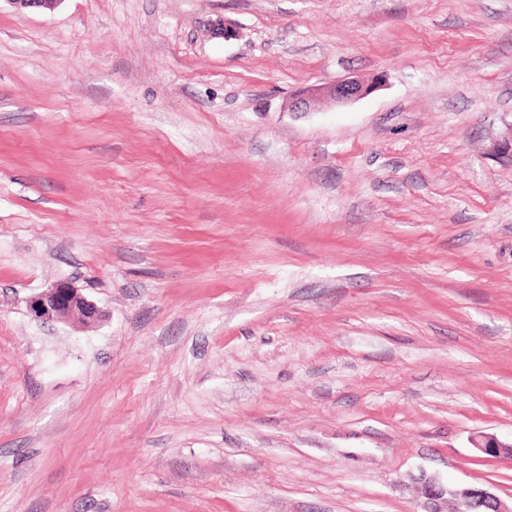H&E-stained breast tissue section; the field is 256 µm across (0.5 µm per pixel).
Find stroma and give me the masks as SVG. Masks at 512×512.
Returning a JSON list of instances; mask_svg holds the SVG:
<instances>
[{
  "label": "stroma",
  "instance_id": "35a3bbf8",
  "mask_svg": "<svg viewBox=\"0 0 512 512\" xmlns=\"http://www.w3.org/2000/svg\"><path fill=\"white\" fill-rule=\"evenodd\" d=\"M511 131L512 0H0V512L512 497ZM384 82V75L370 81L349 77L329 86L312 85L302 89L289 103V111L306 112L321 100H330L334 104H347L372 93ZM29 310L37 319L67 322L74 314L85 323L98 322L101 311L70 282H59L29 301ZM473 445L488 457L507 459L512 463V442L507 444L492 435H477L473 438ZM413 480L419 484L423 497L431 505L427 512H445L444 504L448 503V499L460 505L461 512H512V497L508 502L490 487L444 486L425 473L413 476Z\"/></svg>",
  "mask_w": 512,
  "mask_h": 512
}]
</instances>
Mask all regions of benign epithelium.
<instances>
[{
    "label": "benign epithelium",
    "mask_w": 512,
    "mask_h": 512,
    "mask_svg": "<svg viewBox=\"0 0 512 512\" xmlns=\"http://www.w3.org/2000/svg\"><path fill=\"white\" fill-rule=\"evenodd\" d=\"M383 82L384 76L380 75L367 82L349 77L329 86H308L292 99L289 111L306 112L321 100L347 104L372 93ZM489 155L500 161H512V132L494 142ZM29 310L38 319L59 322H66L75 314L85 323H95L102 317L98 306L70 282L56 283L33 297L29 301ZM473 445L488 457L512 462V443H503L492 435H477ZM414 481L430 504L429 512H445L444 504L450 499L461 506V512H512V501L504 500L489 487L444 486L424 473L414 477Z\"/></svg>",
    "instance_id": "obj_1"
}]
</instances>
